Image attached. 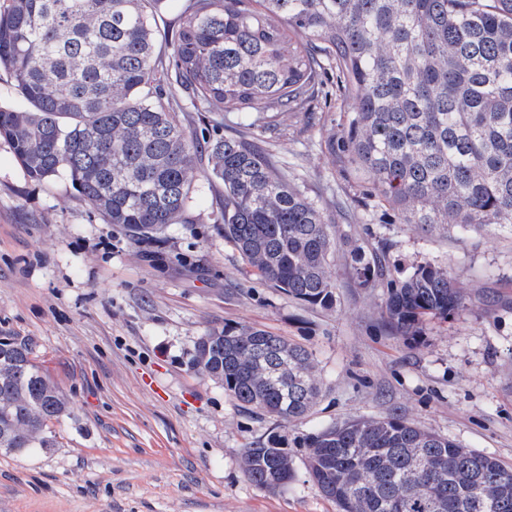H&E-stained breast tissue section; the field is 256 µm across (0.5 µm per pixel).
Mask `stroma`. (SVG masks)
Instances as JSON below:
<instances>
[{"mask_svg":"<svg viewBox=\"0 0 512 512\" xmlns=\"http://www.w3.org/2000/svg\"><path fill=\"white\" fill-rule=\"evenodd\" d=\"M270 138L278 165L322 208L334 241L336 307L313 310L260 278L214 221L203 189L190 224L138 241L71 182L32 181L0 139V336H29L74 414L58 446L0 452V512H337L298 458L290 488L240 469L268 430L302 437L334 421L397 414L512 467V231L430 235L365 197L326 149L337 102L286 112ZM386 253L389 276L448 267L466 308L426 318L420 336L381 315L384 286L358 287L352 246ZM245 324L310 350L324 389L309 415L251 413L189 365L197 337Z\"/></svg>","mask_w":512,"mask_h":512,"instance_id":"stroma-1","label":"stroma"}]
</instances>
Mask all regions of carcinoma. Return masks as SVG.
<instances>
[{"label":"carcinoma","mask_w":512,"mask_h":512,"mask_svg":"<svg viewBox=\"0 0 512 512\" xmlns=\"http://www.w3.org/2000/svg\"><path fill=\"white\" fill-rule=\"evenodd\" d=\"M165 0H0V68L23 106L0 107L7 140L36 182L67 177L109 224L151 238L191 224L197 181L217 183L224 241L297 303L336 306L322 209L224 113L272 131L319 96L345 112L332 158L400 222L448 231L512 227V0H189L170 28ZM204 112L199 129L187 109ZM375 287L377 254L352 250ZM465 286L426 261L388 283L383 314L401 335L465 308ZM28 336L0 341V450L57 447L71 415ZM191 369L241 406L283 421L320 392L305 347L249 325L197 338ZM339 512H512V469L393 415L328 424L294 440ZM246 479L288 488L295 460L271 432L241 453Z\"/></svg>","instance_id":"1"}]
</instances>
